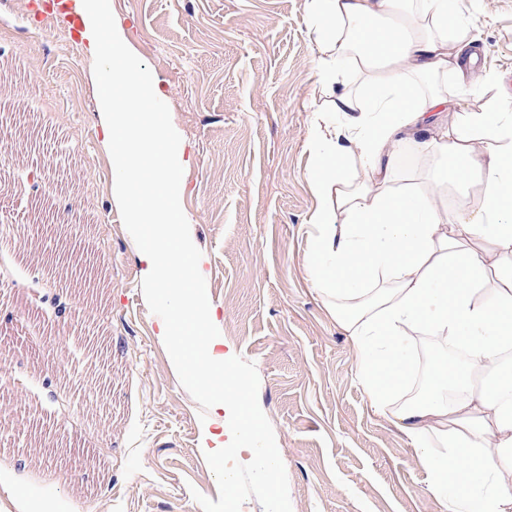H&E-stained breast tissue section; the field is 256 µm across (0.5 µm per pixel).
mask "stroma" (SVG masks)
Wrapping results in <instances>:
<instances>
[{"mask_svg":"<svg viewBox=\"0 0 512 512\" xmlns=\"http://www.w3.org/2000/svg\"><path fill=\"white\" fill-rule=\"evenodd\" d=\"M0 0V466L54 512H225L224 472L199 449L210 397L159 334L141 242L112 198L93 64L77 17ZM512 96V0H457ZM310 0H111L188 164L183 233L203 261L216 332L248 380L283 468L288 512H438L406 435L375 411L357 356L309 273L323 104ZM41 177L30 192L26 177ZM69 304L57 328L48 289ZM112 354L107 407L82 404L89 335ZM236 512H270L239 449Z\"/></svg>","mask_w":512,"mask_h":512,"instance_id":"1","label":"stroma"}]
</instances>
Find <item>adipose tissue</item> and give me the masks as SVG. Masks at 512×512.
Wrapping results in <instances>:
<instances>
[{
    "label": "adipose tissue",
    "instance_id": "obj_1",
    "mask_svg": "<svg viewBox=\"0 0 512 512\" xmlns=\"http://www.w3.org/2000/svg\"><path fill=\"white\" fill-rule=\"evenodd\" d=\"M110 0H78L79 36L98 78L103 145L118 173L116 201L142 237L141 277L168 308L159 334L173 358L211 391L212 423L201 451L224 460L219 428L256 441L249 462L277 490L274 449L260 446L258 416L235 356L212 327L196 283L202 263L181 231L183 148L168 122L146 117L143 73ZM318 80L336 124L311 142L319 229L315 284L329 299L358 356L357 376L377 412L406 434L429 473L439 512H512V108L501 93L461 104L476 60L471 24L456 0H311ZM433 158L441 186L462 201L439 207L398 156ZM465 350L467 366L438 361L414 399L394 397L412 375L410 332Z\"/></svg>",
    "mask_w": 512,
    "mask_h": 512
}]
</instances>
